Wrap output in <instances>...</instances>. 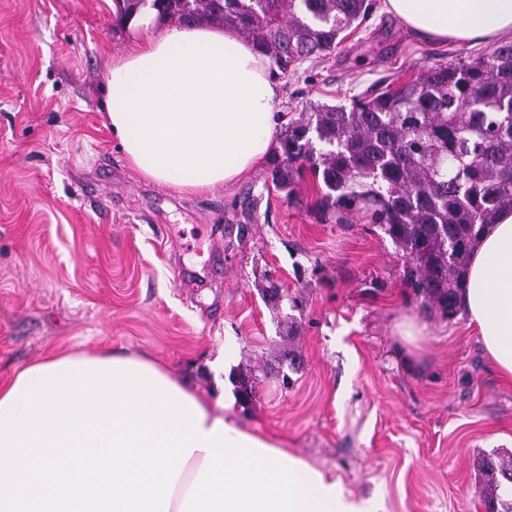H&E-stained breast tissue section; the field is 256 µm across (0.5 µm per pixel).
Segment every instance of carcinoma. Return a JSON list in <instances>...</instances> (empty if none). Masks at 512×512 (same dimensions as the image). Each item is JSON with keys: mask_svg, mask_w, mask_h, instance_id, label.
I'll use <instances>...</instances> for the list:
<instances>
[{"mask_svg": "<svg viewBox=\"0 0 512 512\" xmlns=\"http://www.w3.org/2000/svg\"><path fill=\"white\" fill-rule=\"evenodd\" d=\"M121 19L144 8L185 25L218 23L248 39L284 76L334 50L342 32L372 15L376 0H119ZM291 197L310 173L326 223L361 216L403 253L402 281L443 319L464 312L468 265L484 229L512 207V44L435 63L396 88L378 87L349 108L313 104L288 123L270 162ZM275 307L302 301L272 282ZM240 402L256 396L253 369L232 374ZM486 512H512V453L477 458Z\"/></svg>", "mask_w": 512, "mask_h": 512, "instance_id": "cac0c4a2", "label": "carcinoma"}]
</instances>
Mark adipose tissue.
<instances>
[{"instance_id": "adipose-tissue-1", "label": "adipose tissue", "mask_w": 512, "mask_h": 512, "mask_svg": "<svg viewBox=\"0 0 512 512\" xmlns=\"http://www.w3.org/2000/svg\"><path fill=\"white\" fill-rule=\"evenodd\" d=\"M427 38L512 36V0H386ZM104 85L113 139L144 178L217 192L267 158L279 124L270 61L230 29L153 31ZM468 323L512 378V209L469 264ZM150 358L62 352L0 382V512H375L268 435L239 427Z\"/></svg>"}]
</instances>
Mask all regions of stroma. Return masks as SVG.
<instances>
[{
	"instance_id": "35a3bbf8",
	"label": "stroma",
	"mask_w": 512,
	"mask_h": 512,
	"mask_svg": "<svg viewBox=\"0 0 512 512\" xmlns=\"http://www.w3.org/2000/svg\"><path fill=\"white\" fill-rule=\"evenodd\" d=\"M115 0H0V379L61 351L159 360L212 396L209 368L251 365L253 403L224 397L238 424L379 512H485L480 453L512 451V381L498 378L466 316L443 320L401 281L404 259L377 228L322 223L312 181L293 197L267 163L215 194L163 189L118 151L102 93L135 50ZM338 47L279 78L280 110L350 105L420 67L491 53V42L413 35L385 6ZM224 270L185 288L176 267ZM302 309L268 307L267 276ZM414 319L422 336L399 323ZM304 366L282 387L284 357Z\"/></svg>"
}]
</instances>
